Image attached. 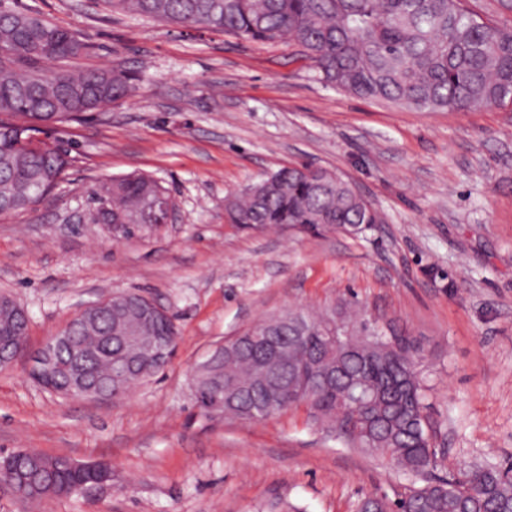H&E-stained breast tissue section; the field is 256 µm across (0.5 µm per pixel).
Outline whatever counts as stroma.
Masks as SVG:
<instances>
[{
	"mask_svg": "<svg viewBox=\"0 0 512 512\" xmlns=\"http://www.w3.org/2000/svg\"><path fill=\"white\" fill-rule=\"evenodd\" d=\"M19 4L93 43L75 66L142 78L133 98L46 127L72 158L64 181L0 218V292L29 318V353L113 293L151 298L180 336L162 372L114 401L53 394L29 353L0 369V456L112 464L111 487L88 495L37 503L0 484V512H355L362 496H395L401 470L305 409L207 416L189 384L214 344L257 321L352 299L422 351L436 475L512 464V108L417 112L318 81L285 42L117 15L101 0ZM301 163L349 180L382 224L354 238L225 222V197ZM134 171L169 189L176 214L116 241L89 221L90 191Z\"/></svg>",
	"mask_w": 512,
	"mask_h": 512,
	"instance_id": "35a3bbf8",
	"label": "stroma"
}]
</instances>
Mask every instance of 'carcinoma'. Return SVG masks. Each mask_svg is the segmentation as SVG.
Returning a JSON list of instances; mask_svg holds the SVG:
<instances>
[{"mask_svg": "<svg viewBox=\"0 0 512 512\" xmlns=\"http://www.w3.org/2000/svg\"><path fill=\"white\" fill-rule=\"evenodd\" d=\"M112 12L187 28L222 30L241 39L298 48L319 81L366 99L419 112L512 105V24L493 25L465 0H102ZM91 45L52 21L0 3V217L32 210L64 179L70 165L60 147L24 150L19 139L37 124L81 120L137 92L140 76L118 67L67 69ZM94 224H132L156 230V214L176 203L156 178L117 176L91 191ZM229 223L244 229L288 226L321 235H364L382 223L378 211L345 178L326 169L285 166L224 200ZM112 310L81 321L75 340L92 357L82 368L107 376L102 337L117 319L141 316L124 294L107 298ZM341 303L318 312L288 309L269 317L283 326L272 346L252 327L224 341V353L195 371L224 397V413L261 421L284 406L309 416L344 443L375 452L424 484L395 500L369 496L358 512H512V469L476 466L436 477L435 435L428 386L418 369L419 348L405 336L391 344L363 336L360 312ZM153 335L177 342L173 318L159 308ZM28 320L0 307V341L17 345ZM144 362L125 391L163 370ZM92 468L64 456L33 452L19 475L0 465V482L13 481L31 500L68 496Z\"/></svg>", "mask_w": 512, "mask_h": 512, "instance_id": "carcinoma-1", "label": "carcinoma"}]
</instances>
